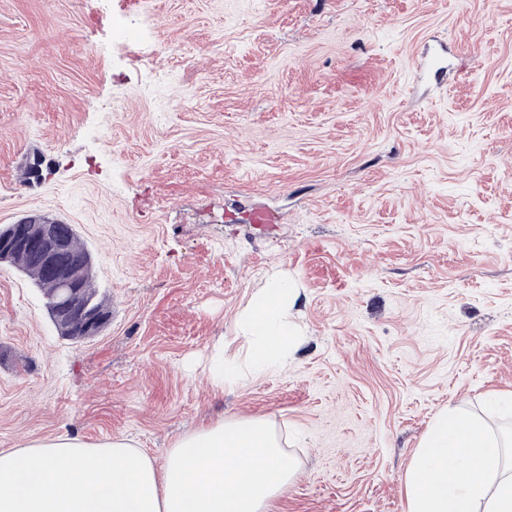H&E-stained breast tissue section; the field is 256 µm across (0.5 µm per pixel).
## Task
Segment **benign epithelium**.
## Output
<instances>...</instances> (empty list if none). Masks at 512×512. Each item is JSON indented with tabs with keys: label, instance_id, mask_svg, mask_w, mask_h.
Wrapping results in <instances>:
<instances>
[{
	"label": "benign epithelium",
	"instance_id": "obj_1",
	"mask_svg": "<svg viewBox=\"0 0 512 512\" xmlns=\"http://www.w3.org/2000/svg\"><path fill=\"white\" fill-rule=\"evenodd\" d=\"M71 226L68 224L8 225L0 232V263L9 261L16 248L29 252L42 266L45 275L62 285L64 298L59 303L57 314L66 320L76 312L85 315L84 335H96L101 321L80 309L76 285L82 280L83 266L69 258Z\"/></svg>",
	"mask_w": 512,
	"mask_h": 512
}]
</instances>
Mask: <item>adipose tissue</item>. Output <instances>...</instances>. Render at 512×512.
Returning <instances> with one entry per match:
<instances>
[{"mask_svg": "<svg viewBox=\"0 0 512 512\" xmlns=\"http://www.w3.org/2000/svg\"><path fill=\"white\" fill-rule=\"evenodd\" d=\"M298 294L271 278L245 312L257 372L287 361ZM298 471L268 421H216L168 448L163 465L116 437L60 436L0 451V512H267ZM407 512H512V448L493 431L441 413L407 474Z\"/></svg>", "mask_w": 512, "mask_h": 512, "instance_id": "adipose-tissue-1", "label": "adipose tissue"}]
</instances>
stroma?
I'll use <instances>...</instances> for the list:
<instances>
[{"label": "stroma", "instance_id": "obj_1", "mask_svg": "<svg viewBox=\"0 0 512 512\" xmlns=\"http://www.w3.org/2000/svg\"><path fill=\"white\" fill-rule=\"evenodd\" d=\"M33 215L112 318L61 337L0 263V450L262 417L271 512H406L437 414L512 436V0H0V227ZM274 274L287 365L216 387Z\"/></svg>", "mask_w": 512, "mask_h": 512}]
</instances>
